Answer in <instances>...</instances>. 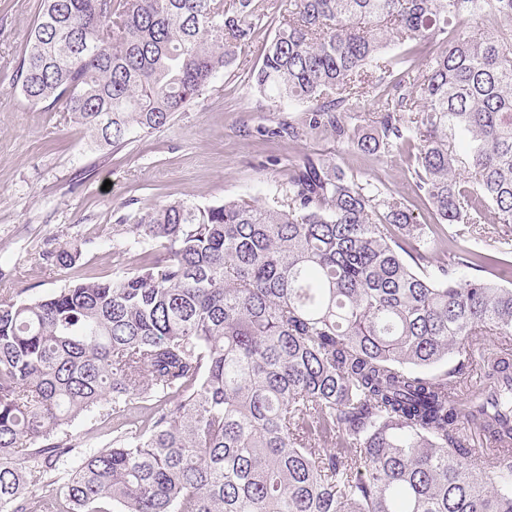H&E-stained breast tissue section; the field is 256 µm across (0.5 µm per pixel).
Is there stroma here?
Masks as SVG:
<instances>
[{
	"label": "stroma",
	"instance_id": "stroma-1",
	"mask_svg": "<svg viewBox=\"0 0 512 512\" xmlns=\"http://www.w3.org/2000/svg\"><path fill=\"white\" fill-rule=\"evenodd\" d=\"M259 21L242 56L216 76L166 127L121 147L99 146L64 112L29 101L17 68L38 14V0H0V289L36 298L75 276L124 271L148 251L135 242V218L155 205L188 199L205 206L272 197L303 157L335 161L359 180L404 198L417 221L438 235L416 196L404 155H366L324 129L302 139L270 132L300 120L298 105L259 100L250 71L261 65L288 0H257ZM79 241L83 256L63 270L39 260L53 242Z\"/></svg>",
	"mask_w": 512,
	"mask_h": 512
}]
</instances>
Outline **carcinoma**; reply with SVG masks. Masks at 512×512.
<instances>
[{
	"label": "carcinoma",
	"mask_w": 512,
	"mask_h": 512,
	"mask_svg": "<svg viewBox=\"0 0 512 512\" xmlns=\"http://www.w3.org/2000/svg\"><path fill=\"white\" fill-rule=\"evenodd\" d=\"M258 9L41 0L21 91L122 145L201 95ZM251 79L305 105L273 135L395 149L436 223L463 228L433 248L402 200L305 156L270 201L149 209L144 263L1 296L0 512H512V446L474 468L461 428L512 419V287L459 273L503 264L465 231L512 232V0H288ZM361 100L369 132L350 126ZM489 336L465 396L455 378ZM107 420L112 443L80 447L74 424Z\"/></svg>",
	"instance_id": "cac0c4a2"
}]
</instances>
